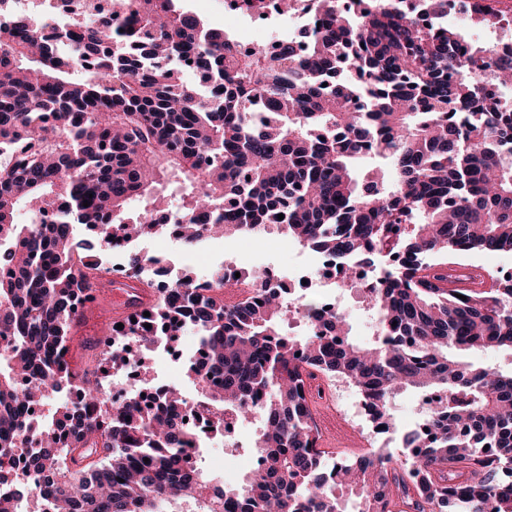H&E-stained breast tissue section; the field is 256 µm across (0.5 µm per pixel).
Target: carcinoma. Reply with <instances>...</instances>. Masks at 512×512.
I'll list each match as a JSON object with an SVG mask.
<instances>
[{
	"instance_id": "1",
	"label": "carcinoma",
	"mask_w": 512,
	"mask_h": 512,
	"mask_svg": "<svg viewBox=\"0 0 512 512\" xmlns=\"http://www.w3.org/2000/svg\"><path fill=\"white\" fill-rule=\"evenodd\" d=\"M318 26L299 51L283 39L242 47L183 0H112V11L57 33L36 13L0 23V512H512V369L476 363L475 349L512 354V278L481 288L459 282L448 264L472 250L512 252V112L498 91L512 85V55L476 45L448 26V0H378L336 9L310 0ZM490 6L468 20L490 25ZM170 59L192 61L216 88L205 99ZM356 72L330 88L324 77ZM383 160L362 175L364 158ZM181 190L184 232L194 249L245 226L276 222L299 245L335 257L351 288L376 314L370 345L325 333L282 334L292 303L262 292L224 304L235 279L198 288L192 276L158 302L134 305L112 323L104 349L122 370L152 336L191 325L205 355L186 375L217 425L224 409L260 414L259 464L242 482L203 472L186 449V401L168 390L160 409L133 401L109 406L104 384H73L64 359L76 298L99 273L72 248L76 225L100 244L160 232L161 195ZM28 224L14 220L20 202ZM88 206H83V202ZM284 218H278V215ZM396 268L364 285L351 274L382 249ZM447 261L428 262L432 254ZM146 257L130 250L137 281ZM465 299L457 298V295ZM322 316L312 302L294 304ZM149 315H144V312ZM313 367L356 385L372 412L402 391L434 394L427 438L402 435L414 455L356 464L318 446L304 374ZM81 403L60 400L33 417L44 391L62 384Z\"/></svg>"
}]
</instances>
